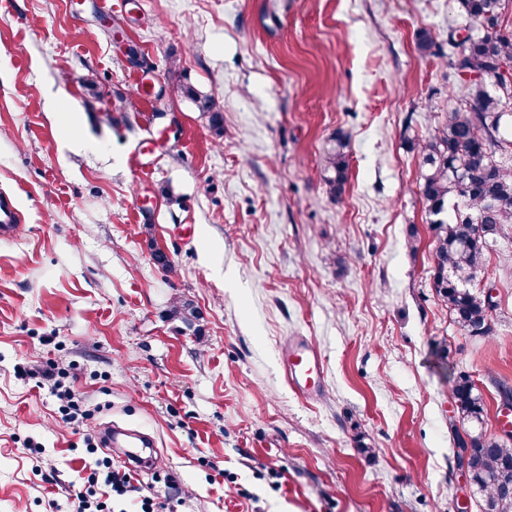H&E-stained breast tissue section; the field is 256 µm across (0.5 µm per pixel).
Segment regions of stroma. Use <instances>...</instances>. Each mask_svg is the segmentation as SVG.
<instances>
[{
    "mask_svg": "<svg viewBox=\"0 0 512 512\" xmlns=\"http://www.w3.org/2000/svg\"><path fill=\"white\" fill-rule=\"evenodd\" d=\"M468 24L459 0H0V195L23 215L0 239V512H128L88 480L108 423L154 437L132 476L155 512H482L450 389L470 376L501 434L512 229L486 253L493 331L464 335L411 148ZM186 299L200 333L170 317ZM290 336L319 350L320 396L289 385ZM181 90L184 96L195 102L203 112H212L211 119L216 131L219 135L224 134L223 116L215 109L213 100L200 96L193 86L189 84L183 85ZM344 147L345 144L340 142L336 151L328 153L324 159V169L330 173V176H326V182L330 192L337 198L344 192L348 180L349 165Z\"/></svg>",
    "mask_w": 512,
    "mask_h": 512,
    "instance_id": "obj_1",
    "label": "stroma"
}]
</instances>
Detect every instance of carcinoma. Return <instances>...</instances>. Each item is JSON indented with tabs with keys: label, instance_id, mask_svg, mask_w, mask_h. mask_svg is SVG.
Masks as SVG:
<instances>
[{
	"label": "carcinoma",
	"instance_id": "obj_1",
	"mask_svg": "<svg viewBox=\"0 0 512 512\" xmlns=\"http://www.w3.org/2000/svg\"><path fill=\"white\" fill-rule=\"evenodd\" d=\"M503 0H461L468 18L481 24L483 33H467L453 66L466 70L462 100L448 107L434 133L412 144L421 159L419 190L433 233L434 288L448 305L454 324L470 336L492 333L490 300L474 287L484 267L490 242L512 226V166L497 152L512 146V31L501 28ZM185 97L224 134L223 116L215 103L186 84ZM345 144L324 159L330 173L326 182L339 197L348 180ZM457 418L472 430L456 434L457 447L468 448L467 466L483 512H512V441L479 429L485 414L482 393L467 376L451 389Z\"/></svg>",
	"mask_w": 512,
	"mask_h": 512
}]
</instances>
